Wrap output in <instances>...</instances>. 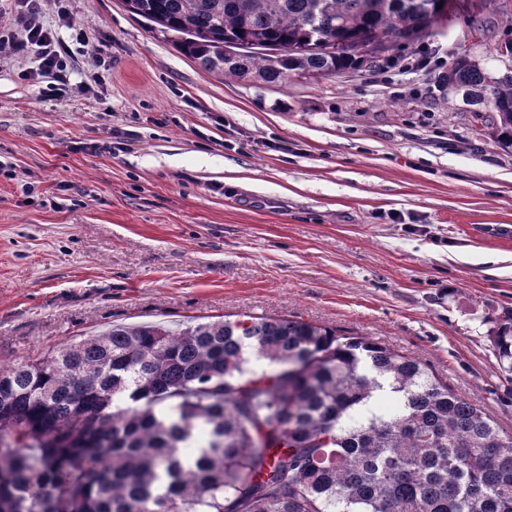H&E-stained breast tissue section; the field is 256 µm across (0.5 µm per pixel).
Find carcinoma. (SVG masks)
<instances>
[{
	"label": "carcinoma",
	"instance_id": "cac0c4a2",
	"mask_svg": "<svg viewBox=\"0 0 512 512\" xmlns=\"http://www.w3.org/2000/svg\"><path fill=\"white\" fill-rule=\"evenodd\" d=\"M207 73L372 67L441 0H124ZM442 7H437V4ZM240 52L224 57V42ZM512 147V68L439 76ZM512 373V315L490 334ZM273 365L255 372L251 359ZM388 395L394 415L372 411ZM0 512H512V436L422 360L309 321L116 325L0 363Z\"/></svg>",
	"mask_w": 512,
	"mask_h": 512
}]
</instances>
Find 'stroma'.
<instances>
[{
    "mask_svg": "<svg viewBox=\"0 0 512 512\" xmlns=\"http://www.w3.org/2000/svg\"><path fill=\"white\" fill-rule=\"evenodd\" d=\"M375 70L208 73L122 0H69L104 97L0 50V360L115 325L294 316L432 366L512 434V149L438 75L506 68L512 0H457ZM490 337L499 367L512 373V314L494 327Z\"/></svg>",
    "mask_w": 512,
    "mask_h": 512,
    "instance_id": "35a3bbf8",
    "label": "stroma"
}]
</instances>
